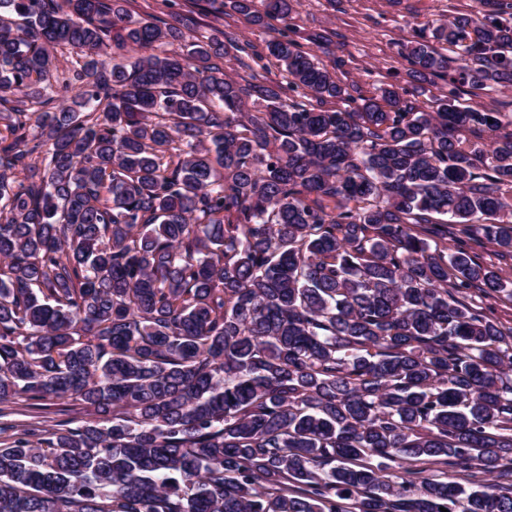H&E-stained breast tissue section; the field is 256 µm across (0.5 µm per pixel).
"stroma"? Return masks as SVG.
<instances>
[{"mask_svg": "<svg viewBox=\"0 0 512 512\" xmlns=\"http://www.w3.org/2000/svg\"><path fill=\"white\" fill-rule=\"evenodd\" d=\"M473 6V0H300L290 24L303 51L327 65L343 58L337 80L370 96L383 83L404 86L406 63L398 50L401 43L411 40L416 23L448 14L466 15ZM193 17L198 32L208 34L218 28L260 51L271 37L268 30L230 10L220 19L198 11ZM324 30L332 32V41L317 44L313 36ZM92 414L91 408L71 398L34 401L20 397L0 405V423L35 417L52 422L82 420Z\"/></svg>", "mask_w": 512, "mask_h": 512, "instance_id": "obj_1", "label": "stroma"}]
</instances>
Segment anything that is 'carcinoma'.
I'll use <instances>...</instances> for the list:
<instances>
[{"mask_svg":"<svg viewBox=\"0 0 512 512\" xmlns=\"http://www.w3.org/2000/svg\"><path fill=\"white\" fill-rule=\"evenodd\" d=\"M204 2L287 84L180 13L0 0V404L96 410L0 426V512H512V325L477 302L512 282L476 253L512 258V113L462 102L512 86V0L416 24L370 97L298 0ZM187 7H183V11L187 14V10H193L192 16L199 33L205 35L212 33L214 27L224 30L225 33H232L241 41H247L253 44L258 51H266V42L271 38L270 33L265 28H260L247 22L241 15L226 9L224 17L221 19L211 15H205L195 8L190 7V2H186ZM242 59L246 64L251 65L252 68L250 69L241 65L238 60L232 56L224 58V74L226 77L239 81L242 84H245V81H251L254 74L269 83L285 84L288 81L286 73L283 72L275 60L270 57L262 62L267 65L265 70L256 66L252 60L244 55H242ZM93 414L92 408L85 407L71 398L34 401L20 397L12 403L0 405V423L45 417L51 421L48 424H55L57 421L84 420Z\"/></svg>","mask_w":512,"mask_h":512,"instance_id":"cac0c4a2","label":"carcinoma"}]
</instances>
